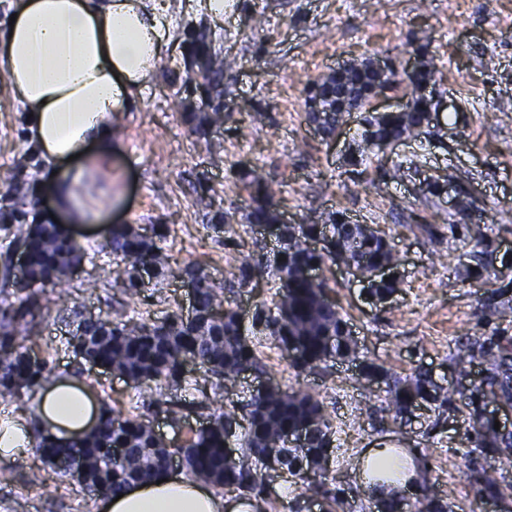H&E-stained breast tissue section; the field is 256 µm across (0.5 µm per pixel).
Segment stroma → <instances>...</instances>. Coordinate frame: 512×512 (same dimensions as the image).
I'll use <instances>...</instances> for the list:
<instances>
[{"instance_id":"1","label":"stroma","mask_w":512,"mask_h":512,"mask_svg":"<svg viewBox=\"0 0 512 512\" xmlns=\"http://www.w3.org/2000/svg\"><path fill=\"white\" fill-rule=\"evenodd\" d=\"M224 23L208 25V42L232 59L224 73V123L192 132L186 113L203 116L212 103L184 81L186 45L166 55L154 84L125 113L117 157L93 173L78 195L103 210L95 226L71 231L92 259L60 286L47 289L49 313L34 348L53 375L83 382L98 403L149 423L171 447L182 446L210 414L246 405L271 382L304 389L324 406L335 451L322 490L297 476L272 472L266 512H376L358 476L369 448L417 453L431 493L451 512H512V455L477 447L465 398L490 366L476 357L466 371L454 362L458 344H490L512 360V0H226ZM368 58L398 70L431 62L426 94L441 103L423 134L387 150L359 153L364 112L344 114L331 137L306 119L305 87L344 62ZM43 163L0 86V220H43L34 199L48 196ZM257 170L276 191L279 214L295 224H328L334 216L377 230L398 260L399 285L384 302L369 300L344 266L320 274L353 331L355 353L297 371L267 332L251 325L260 307H273L279 281L268 272L241 284L240 254L271 250L250 224H220L241 215L251 192L242 170ZM442 188L440 195L429 184ZM28 198L19 203L9 186ZM205 196L208 207L196 206ZM114 224L145 235L163 224L159 272L140 297L126 300L112 285L122 261L98 243ZM482 237H475V230ZM198 266L224 288V303L248 321L246 331L262 370L226 383L209 400L202 367L186 363L190 382L177 395L186 408L171 420L156 392L90 366L70 339L88 316L162 322L188 315L186 267ZM381 369L366 381L367 366ZM428 372L452 392L448 407L398 419L386 390L393 381ZM493 466L496 485L479 491L473 474ZM0 512H94V497L44 468L39 457L6 465Z\"/></svg>"}]
</instances>
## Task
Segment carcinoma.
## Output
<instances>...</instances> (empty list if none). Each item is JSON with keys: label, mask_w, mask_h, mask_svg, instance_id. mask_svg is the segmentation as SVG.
<instances>
[{"label": "carcinoma", "mask_w": 512, "mask_h": 512, "mask_svg": "<svg viewBox=\"0 0 512 512\" xmlns=\"http://www.w3.org/2000/svg\"><path fill=\"white\" fill-rule=\"evenodd\" d=\"M189 56L206 59L207 68L199 72L186 70V79L212 89L219 86L224 70L233 64L227 57L211 52L202 28L191 34ZM432 76L433 69L426 63L413 75L391 70L384 76V81L391 85L405 83L413 88L410 111L394 115L377 113L366 118L368 128L362 133V150L369 149L375 141L389 142L405 134L422 133L420 123L429 105L422 90ZM370 81L366 65L349 72V82L359 91L367 89ZM187 119L195 133L204 135L207 128L223 123L224 115L216 109L210 115H189ZM252 185L253 205L241 222L274 223L277 213L272 202L273 190L258 175ZM340 228L339 239L319 254L308 251L307 239L322 232L323 225L291 224L286 228L285 253L278 268L281 291L276 311L259 313L260 323L269 335L293 352V367L298 370L353 352L349 337L340 335L346 320L330 298L327 283L311 281L307 267L353 260L368 271L377 265L397 263L393 247L376 231L359 224L342 223ZM163 229V225H157L155 236L149 237L131 224L112 227L105 247L125 263L124 268L115 271V285L132 299L141 293L139 268L159 263L156 240L163 237ZM0 231L13 235L28 254L26 281L17 282L7 275L8 286L0 289V395H17L33 390L51 373L48 362L33 355L25 345L30 339L29 328L35 327L43 316L39 291L65 283L70 269L84 262L88 251L57 224H1ZM238 270L244 284L263 274L261 256H241ZM185 274L198 283L197 311L205 316L222 307V322L185 323L172 316L156 324L143 319L114 321L106 317L109 335H98L103 325L85 322L73 337L75 351H84L100 365L139 386L159 391L187 382L183 364L186 358L193 357L205 368L214 397H222L225 381L236 377L242 369L260 368L259 361L239 330L237 312L224 307L223 287L198 268L188 267ZM486 354L492 357L493 373L475 389L476 396L493 401L512 400V365L490 349ZM431 386V379L424 373L405 382L396 381L388 391L389 404L401 416L417 398L442 405L450 400L448 395H432ZM233 420L234 413L230 411L213 414L209 426L197 433L188 446L172 451L148 424L107 407L91 434L68 443H59L41 429H35L36 452L45 466L63 477L76 468L83 469L84 487L91 496L100 491L111 495L132 482L150 480L168 469V459L173 455L181 457L183 468L193 479L258 496L264 491L269 471L285 468L289 474L309 480L321 470V460L333 453L332 429L323 405L300 390L286 392L275 386L251 398L240 455L229 461L224 456V436ZM473 420L478 427V446L512 447V439L496 430L489 419L477 413ZM305 425L313 427L306 447L283 448L281 458L271 464L261 463L267 449L282 448L281 440L287 430ZM114 448H123L125 452L115 456ZM369 471L373 480L386 481L391 464L386 458L374 460L369 463Z\"/></svg>", "instance_id": "1"}]
</instances>
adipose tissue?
I'll return each mask as SVG.
<instances>
[{"label":"adipose tissue","instance_id":"adipose-tissue-1","mask_svg":"<svg viewBox=\"0 0 512 512\" xmlns=\"http://www.w3.org/2000/svg\"><path fill=\"white\" fill-rule=\"evenodd\" d=\"M170 0H13L14 25L0 28L5 87L27 116V136L53 174L55 211L70 224L98 219L78 205L84 174L109 166L120 115L156 78L177 34L167 17ZM98 406L88 390L60 376L45 382L38 399L41 429L65 443L89 432ZM29 418L0 412V461L27 457L35 448ZM421 466L411 457L392 481L377 488L381 505L400 508L417 493ZM124 488L119 500H99L97 512H265L263 498L227 500L210 483L169 471Z\"/></svg>","mask_w":512,"mask_h":512}]
</instances>
